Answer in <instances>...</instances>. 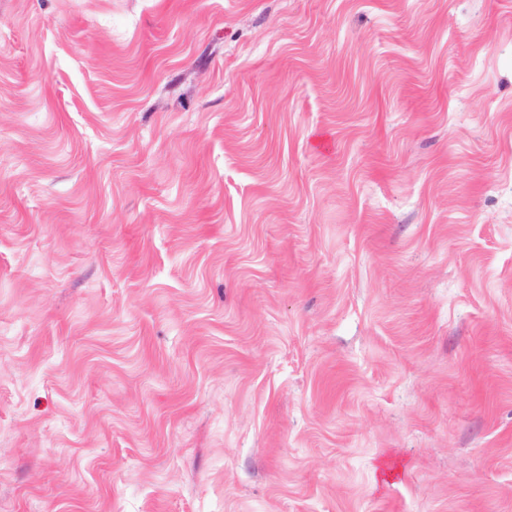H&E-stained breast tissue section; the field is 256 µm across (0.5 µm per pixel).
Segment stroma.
<instances>
[{
	"label": "stroma",
	"mask_w": 512,
	"mask_h": 512,
	"mask_svg": "<svg viewBox=\"0 0 512 512\" xmlns=\"http://www.w3.org/2000/svg\"><path fill=\"white\" fill-rule=\"evenodd\" d=\"M0 512H512V0H0Z\"/></svg>",
	"instance_id": "1"
}]
</instances>
